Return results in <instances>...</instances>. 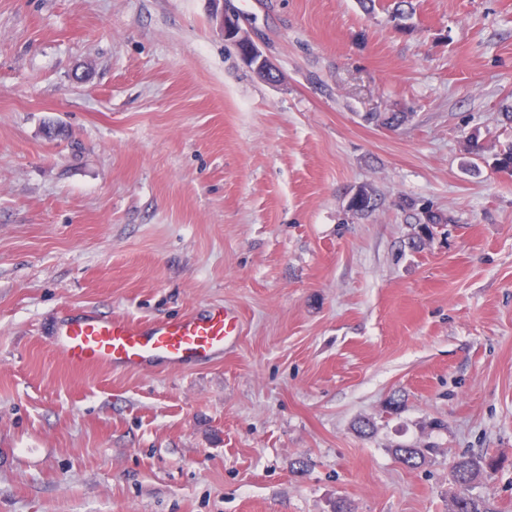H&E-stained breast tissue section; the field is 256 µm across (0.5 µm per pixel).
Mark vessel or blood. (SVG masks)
I'll list each match as a JSON object with an SVG mask.
<instances>
[{"label":"vessel or blood","mask_w":512,"mask_h":512,"mask_svg":"<svg viewBox=\"0 0 512 512\" xmlns=\"http://www.w3.org/2000/svg\"><path fill=\"white\" fill-rule=\"evenodd\" d=\"M239 329L238 315L221 305L138 324L93 311H68L54 326L52 344L76 368L180 369L223 353L236 342Z\"/></svg>","instance_id":"b4317fda"}]
</instances>
